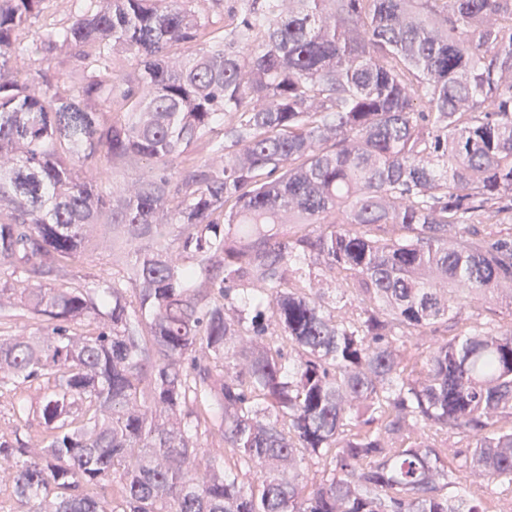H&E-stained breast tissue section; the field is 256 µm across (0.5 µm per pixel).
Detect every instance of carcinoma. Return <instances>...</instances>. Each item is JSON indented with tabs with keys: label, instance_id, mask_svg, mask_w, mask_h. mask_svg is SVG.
Masks as SVG:
<instances>
[{
	"label": "carcinoma",
	"instance_id": "1",
	"mask_svg": "<svg viewBox=\"0 0 512 512\" xmlns=\"http://www.w3.org/2000/svg\"><path fill=\"white\" fill-rule=\"evenodd\" d=\"M43 2L0 0V314L46 323L0 335V396L43 382L42 435L0 430L26 512H110L109 480L122 512H489L448 488L512 484V324L406 342L512 286L479 230L512 226V0H232L220 38L223 0H93L19 41ZM92 243L122 278L67 286ZM320 267V266H318ZM315 267L311 272V279L316 288H323L321 291L325 292L326 298L333 307H336V316L338 318L353 319L359 313V307L357 301L348 293H342L338 290L337 281L331 279L324 272ZM427 434L429 435L428 442L431 445L450 454L455 451L466 450L471 442L468 433L462 432L461 430L448 432V434L445 432L435 434L434 431H430Z\"/></svg>",
	"mask_w": 512,
	"mask_h": 512
}]
</instances>
